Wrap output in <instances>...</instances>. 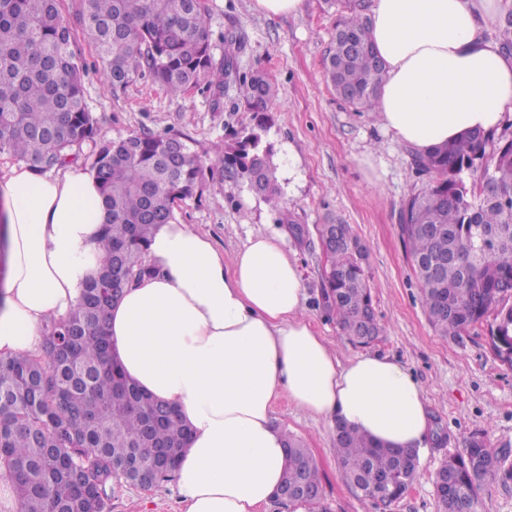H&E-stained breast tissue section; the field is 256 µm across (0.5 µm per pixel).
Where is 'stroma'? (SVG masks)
<instances>
[{
  "label": "stroma",
  "mask_w": 512,
  "mask_h": 512,
  "mask_svg": "<svg viewBox=\"0 0 512 512\" xmlns=\"http://www.w3.org/2000/svg\"><path fill=\"white\" fill-rule=\"evenodd\" d=\"M206 7L214 59L224 56V33L236 31L244 40L240 69L265 71L277 89L265 140L275 158L294 157L297 177L282 172L278 180L289 213L304 229L303 235H289L288 249L304 275L309 317L344 361L359 350L320 305L327 261L317 228L331 221L350 224L367 250L365 270L385 327L382 340L369 351L412 370L426 396L433 438H442L421 448L419 478L391 512H439L433 474L463 439L484 433L494 447L512 448V367L496 358L486 332L453 341L438 335L424 313L398 221L404 199L422 186L412 167V150L393 141L374 113L340 100L328 82L324 58L339 15L332 0H304L302 11L290 16L267 14L256 0H206ZM72 49L88 70L85 101L101 136L143 130L184 134L213 156L223 151L232 133L252 124L237 86L226 87L218 98L203 87L174 96L145 77L115 91L99 79L95 48L83 34H76ZM174 212L180 223L207 234L228 257L249 236L283 228L278 213L246 183L219 178L203 182L196 196L178 202ZM273 417L315 459L329 512H379L346 481L329 425L284 396L275 402ZM180 510L172 481L150 492L122 488L107 507V512Z\"/></svg>",
  "instance_id": "obj_1"
}]
</instances>
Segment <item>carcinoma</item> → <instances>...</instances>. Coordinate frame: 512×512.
I'll use <instances>...</instances> for the list:
<instances>
[{"mask_svg":"<svg viewBox=\"0 0 512 512\" xmlns=\"http://www.w3.org/2000/svg\"><path fill=\"white\" fill-rule=\"evenodd\" d=\"M341 14L324 67L336 95L371 112L385 65L371 40V0H336ZM205 0H82L79 25L96 47L100 77L124 89L149 77L172 94L199 85L220 93L240 87L250 128L233 134L209 159L178 134L140 132L100 136L87 109L76 61L75 29L61 0H0V153L39 173L94 145L90 169L99 184L106 220L96 276L77 305L52 321L39 356L0 358V473L11 481L17 512H106L120 481L170 480L190 429L174 406L145 394L109 351L106 320L112 276L127 284L151 273L147 244L155 228L175 220L174 205L195 196L205 176L251 183L283 215L273 147L263 141L273 86L259 70L240 71L243 43L224 36V62H214ZM500 50L512 54V9L499 28ZM423 187L400 211V229L421 303L432 327L457 341L488 328L492 350L512 367V139L471 132L427 154H413ZM328 255L321 291L355 346L380 340L385 327L373 309L365 275V247L348 224ZM337 460L346 480L389 506L419 474L420 449L385 448L341 424L334 428ZM282 483L307 493L286 505L326 512L318 466L308 448L287 436ZM385 479L373 487L377 478ZM512 480V449L493 448L483 436L464 440L435 473L441 512H478L483 490Z\"/></svg>","mask_w":512,"mask_h":512,"instance_id":"1","label":"carcinoma"}]
</instances>
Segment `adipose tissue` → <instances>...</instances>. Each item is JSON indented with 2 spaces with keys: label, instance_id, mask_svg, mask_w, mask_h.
<instances>
[{
  "label": "adipose tissue",
  "instance_id": "1",
  "mask_svg": "<svg viewBox=\"0 0 512 512\" xmlns=\"http://www.w3.org/2000/svg\"><path fill=\"white\" fill-rule=\"evenodd\" d=\"M498 0H372L371 36L386 76L376 116L397 142L427 153L512 112V58L485 37ZM7 263L0 280V357L39 355L45 328L95 276L105 221L93 175L12 166L0 174ZM150 276L108 314L112 353L151 397L190 426L175 480L182 512H258L283 477L280 395L328 425L388 448L423 447L424 391L401 362L341 360L305 315V286L279 235L249 237L232 257L177 222L148 243Z\"/></svg>",
  "mask_w": 512,
  "mask_h": 512
}]
</instances>
